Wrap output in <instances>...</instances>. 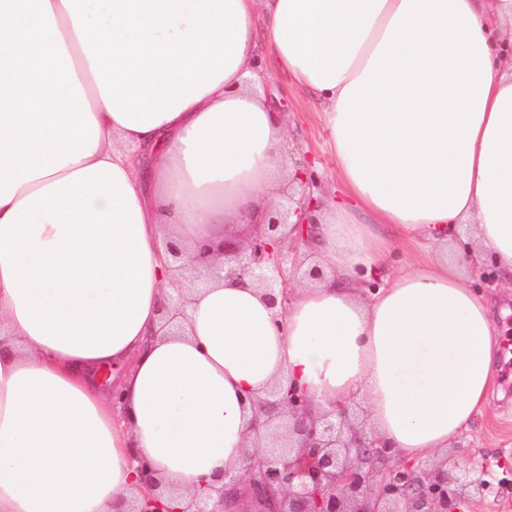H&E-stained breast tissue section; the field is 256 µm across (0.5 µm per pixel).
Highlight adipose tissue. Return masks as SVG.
I'll list each match as a JSON object with an SVG mask.
<instances>
[{
  "label": "adipose tissue",
  "mask_w": 512,
  "mask_h": 512,
  "mask_svg": "<svg viewBox=\"0 0 512 512\" xmlns=\"http://www.w3.org/2000/svg\"><path fill=\"white\" fill-rule=\"evenodd\" d=\"M510 26L512 0H0V512H116L141 458L184 506L243 471L276 383L364 404L405 462L489 410L500 332L464 273L512 272ZM270 61L348 197L318 198L323 276L283 308L164 245L223 265L294 176ZM168 249L175 259V262L181 263L177 267V270H186L199 274V276L196 277V282L204 283L209 276L220 277V270H224L223 268L220 269L213 266L210 260V250L208 248H200L196 251L194 256L186 260V262L183 261V252L177 245L170 243L168 244ZM203 272H205V279Z\"/></svg>",
  "instance_id": "1"
}]
</instances>
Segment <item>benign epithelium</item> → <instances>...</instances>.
<instances>
[{"mask_svg": "<svg viewBox=\"0 0 512 512\" xmlns=\"http://www.w3.org/2000/svg\"><path fill=\"white\" fill-rule=\"evenodd\" d=\"M294 166V191L273 210L264 232L231 253L236 269L262 284L272 305L277 288L287 302L301 245L316 226L311 217L310 160H298ZM292 212L298 216L294 228L300 233L290 240L281 228ZM168 249L178 269L197 273V281L220 276L209 249L197 250L186 261L177 245L170 243ZM257 407L268 416L267 423L291 424L287 434L272 432L269 443L247 458V487L260 506L257 512H464L473 493L483 499L498 497L494 482L473 478L469 469L450 473L435 462L390 464L389 448L351 420L353 407L333 404L315 415L304 389L294 383L271 390ZM137 471L148 492L133 498L126 512H230L237 500L240 476L231 470L214 477L222 486L194 493L183 508L164 504V491L146 462L139 461Z\"/></svg>", "mask_w": 512, "mask_h": 512, "instance_id": "obj_1", "label": "benign epithelium"}]
</instances>
